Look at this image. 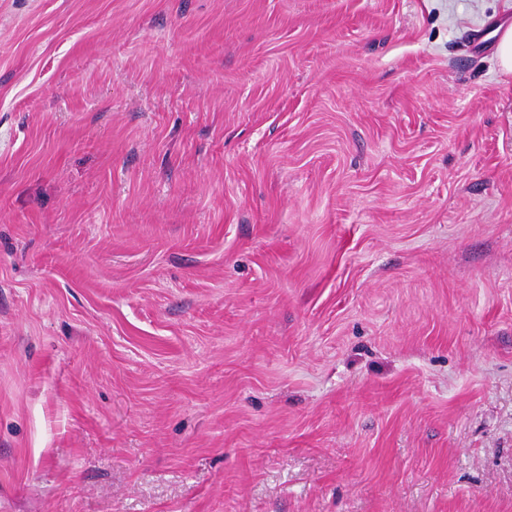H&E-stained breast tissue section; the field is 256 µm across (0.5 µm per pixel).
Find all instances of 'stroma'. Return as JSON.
<instances>
[{"label":"stroma","mask_w":512,"mask_h":512,"mask_svg":"<svg viewBox=\"0 0 512 512\" xmlns=\"http://www.w3.org/2000/svg\"><path fill=\"white\" fill-rule=\"evenodd\" d=\"M512 0H0V512H512ZM497 37L496 57L500 71L504 75L512 74V25H499L493 32Z\"/></svg>","instance_id":"stroma-1"}]
</instances>
